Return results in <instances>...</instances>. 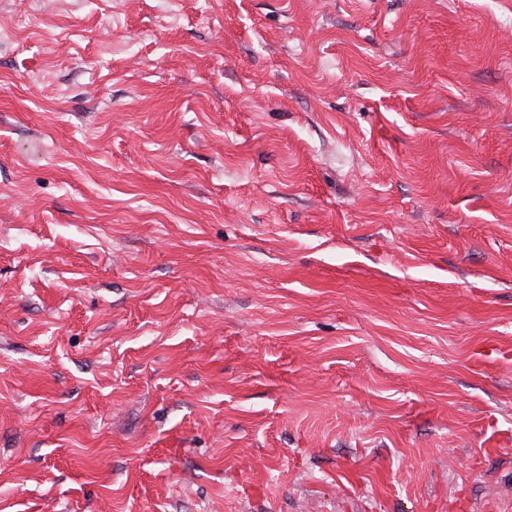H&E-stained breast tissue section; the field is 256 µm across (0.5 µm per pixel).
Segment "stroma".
I'll return each instance as SVG.
<instances>
[{
    "instance_id": "obj_1",
    "label": "stroma",
    "mask_w": 512,
    "mask_h": 512,
    "mask_svg": "<svg viewBox=\"0 0 512 512\" xmlns=\"http://www.w3.org/2000/svg\"><path fill=\"white\" fill-rule=\"evenodd\" d=\"M0 512H512L507 0H0Z\"/></svg>"
}]
</instances>
